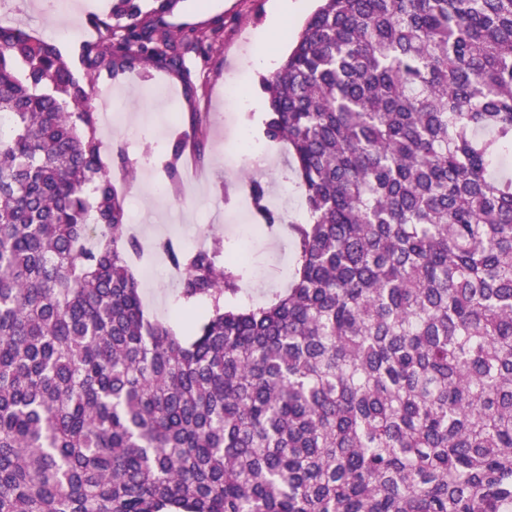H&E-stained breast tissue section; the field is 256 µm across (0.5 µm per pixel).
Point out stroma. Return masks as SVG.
<instances>
[{
    "instance_id": "35a3bbf8",
    "label": "stroma",
    "mask_w": 512,
    "mask_h": 512,
    "mask_svg": "<svg viewBox=\"0 0 512 512\" xmlns=\"http://www.w3.org/2000/svg\"><path fill=\"white\" fill-rule=\"evenodd\" d=\"M39 0H8L0 9V24H21L29 32L51 38L54 30L47 26L38 8ZM288 15L282 16L277 28L269 21L277 13L279 0H182L188 19L205 25L215 16L224 18L222 47L206 57L193 59L192 83H184L174 74L161 69L149 73H130L117 80L102 76L98 85H113L112 109L122 121L111 134L103 136L102 159L113 175L124 167L139 168L142 158L164 165L175 139L163 132L166 116L202 112L208 115V144L204 161L195 167L204 186L185 183V193L175 198L155 197L147 181H140L139 191L127 194L126 207L137 212L152 239L172 236L185 247H192L202 227L210 225L224 236V249L230 254L246 250L262 275L250 278L239 294L241 301L262 304L286 288V272L294 264L296 244L292 225L305 222L306 208L297 184L288 180L291 159L280 144H268L274 158L267 165L253 163L238 148L243 126L260 131L266 109V95L261 85L265 69L250 66L248 56L269 53L268 35H275L279 54H286L290 32L314 9V0H290ZM246 70L249 104L239 107L224 98V83L239 70ZM253 174L268 184L269 199L281 221L275 234L241 246L238 227L253 221L244 174ZM143 293L149 317L167 319L175 331L184 323L178 313L180 303L171 281L157 278L144 282Z\"/></svg>"
}]
</instances>
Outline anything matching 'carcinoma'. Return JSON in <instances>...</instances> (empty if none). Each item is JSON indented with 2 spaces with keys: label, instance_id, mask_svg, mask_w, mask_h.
<instances>
[{
  "label": "carcinoma",
  "instance_id": "carcinoma-1",
  "mask_svg": "<svg viewBox=\"0 0 512 512\" xmlns=\"http://www.w3.org/2000/svg\"><path fill=\"white\" fill-rule=\"evenodd\" d=\"M173 8L89 16L80 73L0 25V512H512V0H319L263 80L308 213L288 288L238 303L222 237L167 238L210 303L184 337L145 314L91 103L104 73L191 86L224 18Z\"/></svg>",
  "mask_w": 512,
  "mask_h": 512
}]
</instances>
